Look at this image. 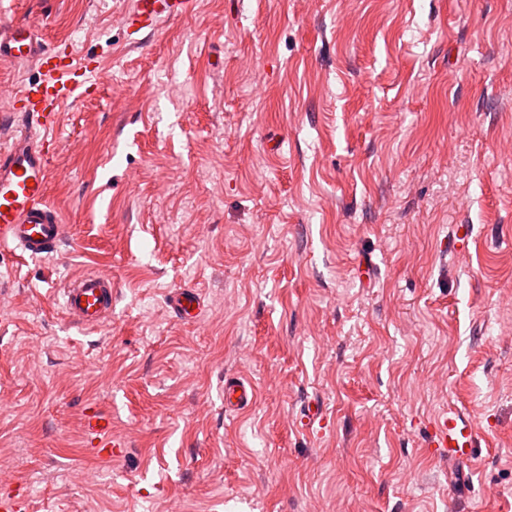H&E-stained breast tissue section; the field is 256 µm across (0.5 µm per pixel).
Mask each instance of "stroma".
Masks as SVG:
<instances>
[{
	"instance_id": "obj_1",
	"label": "stroma",
	"mask_w": 512,
	"mask_h": 512,
	"mask_svg": "<svg viewBox=\"0 0 512 512\" xmlns=\"http://www.w3.org/2000/svg\"><path fill=\"white\" fill-rule=\"evenodd\" d=\"M0 0L97 62L53 132L71 229L0 251V455L27 512H512V0ZM467 225V250L452 249ZM112 278V316L61 290ZM196 289L198 322L169 292ZM256 388L224 411V380ZM319 401L323 425L301 410ZM473 410L452 475L431 423ZM109 419L121 455L93 449ZM193 0H131L122 14V27L130 44H140L158 33L164 22L188 15ZM66 317L81 327H96L112 316V278L94 271H85L62 288ZM107 424L101 421L96 415L90 416L87 424L88 433L93 436V439H98L99 442L95 445V447L104 446V448H96L98 453L105 455L108 458H112V455H115V448H120V444L115 443L112 440L107 438H102L100 435L106 429ZM103 444V445H101ZM113 447V448H112Z\"/></svg>"
}]
</instances>
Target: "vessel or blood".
<instances>
[{
	"label": "vessel or blood",
	"instance_id": "vessel-or-blood-1",
	"mask_svg": "<svg viewBox=\"0 0 512 512\" xmlns=\"http://www.w3.org/2000/svg\"><path fill=\"white\" fill-rule=\"evenodd\" d=\"M193 0H131L122 15L127 40L139 44L158 33L164 22L188 15ZM0 62L34 64L40 76L10 95L9 111L17 125L7 145L0 147V251L18 250L36 259L54 252L70 234L47 196L52 145L47 133L58 120L62 105L81 96L86 67L59 63L57 53L38 39L25 23L0 27ZM66 317L81 327H95L112 315L111 277L83 272L62 290ZM174 318L189 322L201 314L202 302L191 288L174 289L168 296ZM255 387L239 378L224 381V410L239 411L251 404ZM431 446L449 469L472 463L481 446L468 412L449 408L433 429Z\"/></svg>",
	"mask_w": 512,
	"mask_h": 512
}]
</instances>
